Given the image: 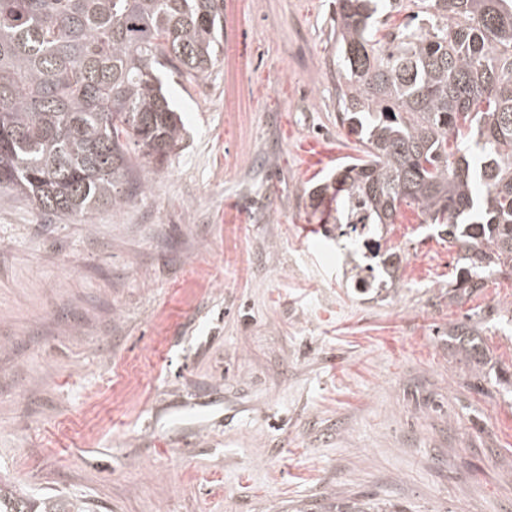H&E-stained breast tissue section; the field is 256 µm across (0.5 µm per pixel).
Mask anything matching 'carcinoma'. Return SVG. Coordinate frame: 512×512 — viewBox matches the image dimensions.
<instances>
[{
	"mask_svg": "<svg viewBox=\"0 0 512 512\" xmlns=\"http://www.w3.org/2000/svg\"><path fill=\"white\" fill-rule=\"evenodd\" d=\"M339 115L361 155L308 192L332 204L327 237L379 233L412 202L458 248L448 301L512 273V0H411L386 37L381 12L404 0H333ZM224 0H0V187L40 209L87 217L129 200L131 155L163 163L183 124L163 89L218 60ZM477 373L488 364L468 321L449 327ZM36 498L0 476V512H88ZM324 512H390L336 497Z\"/></svg>",
	"mask_w": 512,
	"mask_h": 512,
	"instance_id": "obj_1",
	"label": "carcinoma"
}]
</instances>
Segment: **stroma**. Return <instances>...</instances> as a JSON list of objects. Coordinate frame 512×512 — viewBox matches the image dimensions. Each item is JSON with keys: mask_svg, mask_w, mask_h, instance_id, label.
<instances>
[{"mask_svg": "<svg viewBox=\"0 0 512 512\" xmlns=\"http://www.w3.org/2000/svg\"><path fill=\"white\" fill-rule=\"evenodd\" d=\"M223 46L168 74L185 134L121 209L0 188V473L93 512H512V275L449 303L457 249L405 204L394 279L358 286L305 193L359 154L329 0H224ZM470 315H466L464 321L452 324L449 327L448 336H454L458 352L478 373H482L488 364L489 354L484 345L483 339L468 321ZM326 512H392L386 505H380L372 501L336 496V503L330 502L323 505Z\"/></svg>", "mask_w": 512, "mask_h": 512, "instance_id": "obj_1", "label": "stroma"}]
</instances>
